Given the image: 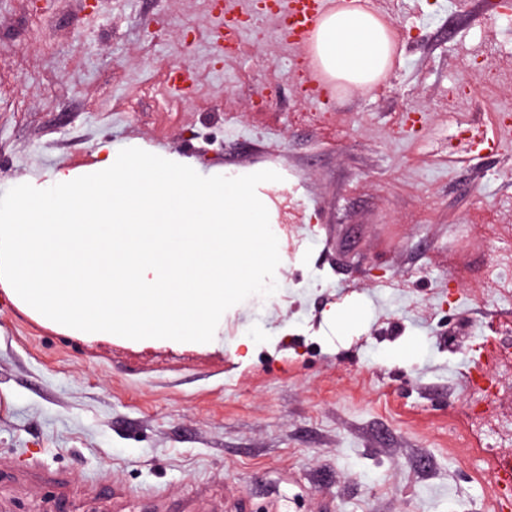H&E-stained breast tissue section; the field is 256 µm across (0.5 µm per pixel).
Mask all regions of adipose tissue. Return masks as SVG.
I'll list each match as a JSON object with an SVG mask.
<instances>
[{
    "label": "adipose tissue",
    "instance_id": "obj_1",
    "mask_svg": "<svg viewBox=\"0 0 512 512\" xmlns=\"http://www.w3.org/2000/svg\"><path fill=\"white\" fill-rule=\"evenodd\" d=\"M395 52V30L372 0H344L329 8L311 44L313 64L328 81H342L364 92L379 84Z\"/></svg>",
    "mask_w": 512,
    "mask_h": 512
}]
</instances>
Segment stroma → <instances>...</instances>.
Listing matches in <instances>:
<instances>
[{"label":"stroma","instance_id":"obj_1","mask_svg":"<svg viewBox=\"0 0 512 512\" xmlns=\"http://www.w3.org/2000/svg\"><path fill=\"white\" fill-rule=\"evenodd\" d=\"M83 3L29 15L24 53L0 51V194L137 143L204 173L275 169L299 206L277 228L276 293L228 309L209 348L67 336L0 294V512H141L148 495L153 512H490L496 463L465 428L471 350L512 324V294L491 293L512 277L498 263L512 254V136L496 159L464 162L448 133L512 106V86L485 80L512 66V16L492 0H374L396 29L392 67L321 103L295 80L308 48L258 0H244L253 26L232 62L210 0ZM73 15L87 42L41 58ZM477 43L478 63L461 51ZM174 58L215 98L128 108ZM312 107L324 121L298 120ZM352 305L363 316L337 326L330 311ZM413 341L414 359L382 361Z\"/></svg>","mask_w":512,"mask_h":512}]
</instances>
